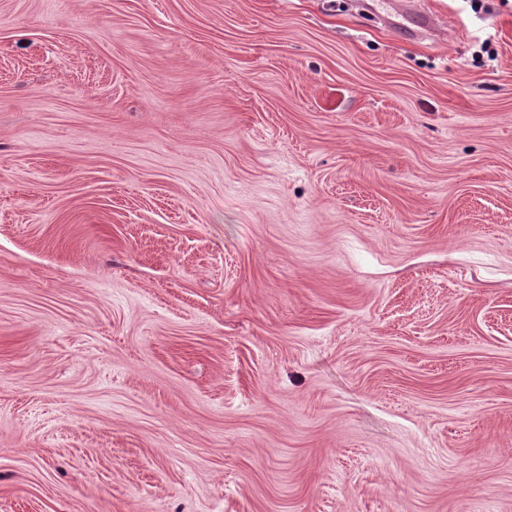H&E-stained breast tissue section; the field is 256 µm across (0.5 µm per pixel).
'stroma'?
I'll return each instance as SVG.
<instances>
[{
  "mask_svg": "<svg viewBox=\"0 0 512 512\" xmlns=\"http://www.w3.org/2000/svg\"><path fill=\"white\" fill-rule=\"evenodd\" d=\"M0 0V512H512V0ZM386 3L391 4V10L385 11V15H381L386 23L391 26H394L395 21L392 20V17H409L414 19V25L420 27L421 29L426 28H434L437 25L436 17L429 13L416 12L411 9H408L407 6L410 3H414L411 0H392L387 1Z\"/></svg>",
  "mask_w": 512,
  "mask_h": 512,
  "instance_id": "35a3bbf8",
  "label": "stroma"
}]
</instances>
